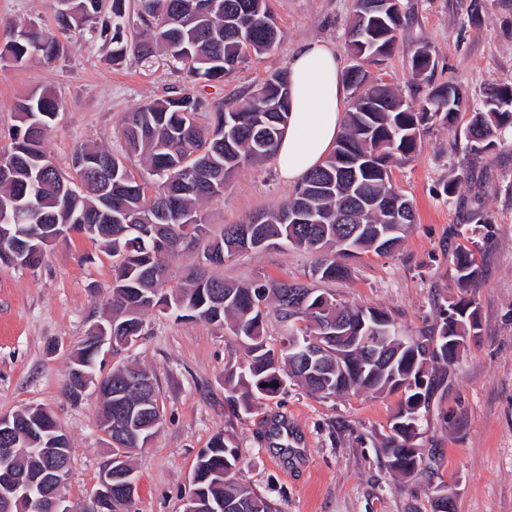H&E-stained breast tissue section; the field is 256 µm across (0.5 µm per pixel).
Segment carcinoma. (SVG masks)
I'll use <instances>...</instances> for the list:
<instances>
[{"mask_svg":"<svg viewBox=\"0 0 512 512\" xmlns=\"http://www.w3.org/2000/svg\"><path fill=\"white\" fill-rule=\"evenodd\" d=\"M143 32L127 30L122 0H112L111 12L103 0H64L55 12V25L35 22L14 27L0 62L23 65L32 58L54 60L59 37L88 29L108 50L118 66L129 56L145 63L163 58L166 65L201 82H222L247 56L270 50L280 38L270 24L269 0H220L217 10H201V0H138ZM348 31V46L355 63L345 74L351 90L335 149L313 169L278 208L263 211L261 223L252 216L241 224H226L215 235L201 210L204 202L224 196L230 177L246 164L273 157L288 125L290 104L274 109L279 98L289 99L288 75H269L236 106L211 113L198 121L203 102L190 92L174 91L137 107L123 117L121 137L125 154L116 155L96 142L78 144L72 152V173L62 172L44 147L45 131L57 119L61 103L47 90H35L16 105L18 124L2 153L15 160L14 175L0 181V216L18 212L24 223L44 234H58L80 226L85 237L113 259L109 305L114 347L126 346V337L142 336L143 316L172 306L178 319L225 325L242 343L245 366L224 374L227 403L248 413L254 402L279 393L293 379L322 398L358 392L373 394L403 391L384 448L389 466L402 475L423 473L433 479L419 449L413 447L420 413L448 381L452 368L451 341L478 330V309L471 298L452 302L440 318L412 338L395 319L378 308L348 305L304 282L259 279L240 284L224 279L213 269L235 255L230 244L254 226L267 239L265 246L318 253L312 270L318 280L346 278L339 261L343 235L355 226L365 233L350 245L356 252L389 254L414 223L412 202L393 186L389 167L412 157L421 145V133L441 122L453 124L462 102L461 90L449 83L431 87L425 99L409 102L384 84L368 82L363 62L378 63L392 54L402 15L399 0H359ZM434 69L431 47L422 43L412 56V74L419 78ZM512 130V86L490 88L483 108L472 114L460 131L467 148L476 153L493 150L502 133ZM142 159L146 173L127 165ZM289 212L316 213V224H290ZM188 253L196 266L184 279L172 282L166 259ZM458 281L467 288L479 278L473 251L463 244L452 253ZM274 314L285 327L279 350L269 347L264 319ZM348 322V335L362 336L371 327L390 330L388 345L394 363L386 368L361 362L350 352L328 346L310 360L304 348L320 347L325 328L336 320ZM94 327L77 349L71 366L82 377L98 379L104 401L100 417L112 419V447L142 448L152 438V412L144 411L138 424L142 440L125 432L128 424L118 402H149V393L137 383L143 369L121 366L100 378ZM19 419L34 428L58 423L44 407L27 409ZM19 468H45L62 449L70 448L61 432L33 440L19 436ZM239 448L222 433L197 452L193 473L198 479L201 509L223 503L229 512H271L269 503L255 494L236 473Z\"/></svg>","mask_w":512,"mask_h":512,"instance_id":"carcinoma-1","label":"carcinoma"}]
</instances>
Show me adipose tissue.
<instances>
[{
	"label": "adipose tissue",
	"mask_w": 512,
	"mask_h": 512,
	"mask_svg": "<svg viewBox=\"0 0 512 512\" xmlns=\"http://www.w3.org/2000/svg\"><path fill=\"white\" fill-rule=\"evenodd\" d=\"M291 115L275 161L281 179L296 184L336 144L349 92L340 53L321 40L304 42L288 65Z\"/></svg>",
	"instance_id": "adipose-tissue-1"
}]
</instances>
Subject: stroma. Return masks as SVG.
I'll return each mask as SVG.
<instances>
[{
  "mask_svg": "<svg viewBox=\"0 0 512 512\" xmlns=\"http://www.w3.org/2000/svg\"><path fill=\"white\" fill-rule=\"evenodd\" d=\"M470 4L400 0L406 23L392 56L368 65L371 79L417 100L430 85L449 82L463 90V104L453 124H435L410 160L391 167L393 185L416 210L399 248L346 258L348 279L317 287L340 302L385 310L412 336L435 324L459 296L474 299L479 330L455 363L447 392L423 413L413 444L451 486L455 512H512V138L475 155L455 136L489 88L512 85V0H492L475 18L468 15ZM270 6L279 42L248 56L220 83L194 84L166 64L132 58L113 66L102 43L87 33L63 38L54 62L0 65V146L17 122L18 99L36 89L52 90L62 105L45 145L66 172L77 143L95 141L121 153L123 116L171 89H192L212 112L287 70L304 41L320 39L345 51L354 0H271ZM33 21L52 26L50 0H0V46L11 25ZM422 43L435 59L428 81L411 75ZM452 179L458 189L450 196L445 187ZM292 192L274 161L241 167L223 197L207 203L208 222L216 229L243 223ZM476 207L489 224H469ZM458 229L480 269L465 291L447 252ZM317 260L311 252L267 248L225 258L223 272L238 282H307ZM111 286V258L76 234L54 242L38 268L0 267V415L33 404L54 414L70 438L66 493L76 507L97 489L113 450L97 426L96 396L72 402L63 383L74 348L107 311ZM144 320L140 340L109 353L102 365L106 372L128 362L146 368L163 410L159 430L132 457L137 493L130 512H183L196 454L220 432L240 450L241 481L270 503L271 512H435L426 478L395 473L383 453L400 393L325 399L291 381L283 393L236 414L225 401L224 373L243 365L246 353L230 331L156 310ZM451 408L461 412L459 424L444 420ZM274 415L287 416L308 442L295 463L278 462L268 443L265 421Z\"/></svg>",
  "mask_w": 512,
  "mask_h": 512,
  "instance_id": "obj_1",
  "label": "stroma"
}]
</instances>
